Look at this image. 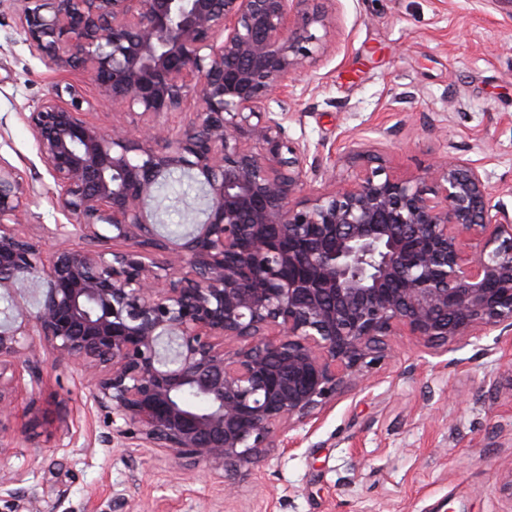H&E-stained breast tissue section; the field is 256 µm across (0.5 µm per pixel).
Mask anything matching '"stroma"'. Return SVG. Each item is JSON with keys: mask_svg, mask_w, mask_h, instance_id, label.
I'll use <instances>...</instances> for the list:
<instances>
[{"mask_svg": "<svg viewBox=\"0 0 512 512\" xmlns=\"http://www.w3.org/2000/svg\"><path fill=\"white\" fill-rule=\"evenodd\" d=\"M96 95L88 77L62 74L33 57L11 14L0 15V158L36 190L20 230L39 237L63 223L52 181L21 112L56 83ZM288 135L307 141L327 176L352 179L342 155L358 141L385 172L412 178L448 153L476 161L494 188L512 186V9L498 0H337L327 53L305 66L285 100ZM480 337L436 357L407 339L367 386L336 400L321 424L287 431L293 448L251 467L236 494L202 468L179 469L136 440L103 445L110 417L86 399L80 373L41 353L33 394L41 426L14 433L0 472L18 475L17 498L0 512H512L499 491L512 469V381ZM498 377L488 418L484 381ZM69 410L70 436L57 428ZM127 504L114 510L113 490Z\"/></svg>", "mask_w": 512, "mask_h": 512, "instance_id": "stroma-1", "label": "stroma"}]
</instances>
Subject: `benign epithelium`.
I'll use <instances>...</instances> for the list:
<instances>
[{
  "label": "benign epithelium",
  "mask_w": 512,
  "mask_h": 512,
  "mask_svg": "<svg viewBox=\"0 0 512 512\" xmlns=\"http://www.w3.org/2000/svg\"><path fill=\"white\" fill-rule=\"evenodd\" d=\"M332 2L0 0L32 56L90 76L96 101L138 123L89 121L71 83L20 113L66 222L19 232L34 187L0 161V295L43 284L0 323L1 417L22 372L40 383L44 348L83 372L111 416L105 442L203 463L231 497L241 468L279 453L281 429L316 426L392 337L447 353L495 332L512 348L511 188L448 154L415 179L375 168L307 190L309 146L270 103L324 54ZM190 99L175 132L165 117ZM173 172L206 201L174 241L146 207Z\"/></svg>",
  "instance_id": "benign-epithelium-1"
}]
</instances>
